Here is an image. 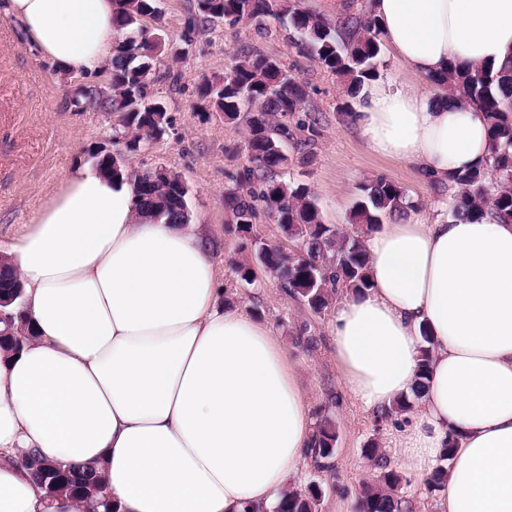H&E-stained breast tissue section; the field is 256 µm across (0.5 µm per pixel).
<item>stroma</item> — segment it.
Masks as SVG:
<instances>
[{"instance_id":"obj_1","label":"stroma","mask_w":512,"mask_h":512,"mask_svg":"<svg viewBox=\"0 0 512 512\" xmlns=\"http://www.w3.org/2000/svg\"><path fill=\"white\" fill-rule=\"evenodd\" d=\"M159 6L160 15L146 18L147 27L163 30L167 43L182 50L175 57L162 56L160 62L161 69L176 74V81L153 85L170 124L163 135L142 142L139 151L129 155L128 168L147 165L181 177L189 188L191 221L207 227L225 308L253 315L272 328L290 356L312 418L334 420L338 442L331 469L319 472L312 462H304L290 488L303 492L319 484L318 512H359L365 487L380 483V471L365 453L374 446L382 449L390 469L400 472L398 492L410 499L412 512H437L436 490L428 489L425 476L404 469L389 446L403 422L402 412L375 415L346 393L331 347V310L312 312L284 293L272 275L261 274L255 284L247 285L235 274V266L252 256L226 231L224 194L244 164L236 147L245 140L246 126L226 122L223 113L201 97L200 87L221 80L236 50L247 43L281 60L307 85L321 133L309 146L290 138L284 177L307 184L325 223L345 233H361L349 214L360 186L377 177L404 188L413 216L438 214L447 192L423 181L412 167L366 149L350 118L339 110L345 85L285 42L277 20H268L260 34L250 23L232 27L218 20L191 37L187 28L197 12L196 0H160ZM83 81V76L39 61L15 23L0 13V257L8 256L62 176L74 167L92 165L93 153L111 145L120 117L74 105L73 95Z\"/></svg>"}]
</instances>
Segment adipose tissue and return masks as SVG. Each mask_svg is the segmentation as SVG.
<instances>
[{
    "label": "adipose tissue",
    "mask_w": 512,
    "mask_h": 512,
    "mask_svg": "<svg viewBox=\"0 0 512 512\" xmlns=\"http://www.w3.org/2000/svg\"><path fill=\"white\" fill-rule=\"evenodd\" d=\"M42 60L109 68L114 0H6ZM394 57L430 78L512 62V0H369ZM352 123L367 149L425 180L485 166L490 118L444 91L362 85ZM369 289L330 321L347 393L377 415L420 381L390 445L428 473L448 460L443 512H512V221L487 213L381 224ZM34 340L0 356V512H78L48 499L16 451L97 466L116 512H270L309 455L311 414L272 328L224 309L200 224L139 215L128 181L65 174L13 246Z\"/></svg>",
    "instance_id": "ef3b65f1"
}]
</instances>
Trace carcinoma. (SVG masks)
<instances>
[{
    "mask_svg": "<svg viewBox=\"0 0 512 512\" xmlns=\"http://www.w3.org/2000/svg\"><path fill=\"white\" fill-rule=\"evenodd\" d=\"M116 25L120 36L112 48V75L107 87L88 85L75 93V103L87 101L102 112L121 113L122 130L112 138L119 165L99 169L123 176L132 185L139 207L154 219L171 224L189 223L187 195L179 176L141 169H127V157L140 143L162 133L167 126L165 107L153 98L154 82L169 74L157 72V60L166 52L160 34L142 26L141 19L156 14L155 0H116ZM197 18L190 25L193 34L216 19L234 27L247 19L259 31L269 17L279 20L292 46L313 57L327 71L341 79L349 98L366 80L378 76L381 51L379 32L368 11H348L332 24L303 8L297 0H197ZM440 89L458 92L461 100L479 105L490 115L491 156L483 168L460 173L453 181L460 187L450 213L457 219L479 221L492 211L512 219V65L497 71L482 66L458 68L431 79ZM202 96L209 99L224 119L244 118L247 136L244 152L247 165L236 176V187L224 196L230 213L229 232L253 252L255 261L265 266L293 298L316 313L329 304L331 294L342 289L357 294L369 288L368 256L361 236H347L323 221L312 191L303 184L286 181L280 172L288 168L284 143L292 136L289 123L298 112L306 119L295 123L306 141L313 142L320 130L316 118L308 115L309 92L285 66L253 46L234 54V63L220 82H205ZM361 198L350 213V223L371 232L387 217L401 215L411 207L402 187L387 178H377L360 188ZM279 225L300 243L307 259H292L277 245L261 244L251 236L259 217ZM20 282L6 263L0 261V301L9 303L21 296ZM429 366L428 349H423L420 382L405 397L400 409L407 410L420 399ZM312 458L316 468L330 467L337 434L333 423L320 420L312 434ZM381 464L382 487L364 493L363 512H402V500L394 491L402 477L386 469L378 448L366 450ZM32 480L51 495L68 494L93 503L102 512H113L112 492L100 469L94 465L62 468L34 454L18 458ZM319 495L286 491L271 512H316Z\"/></svg>",
    "mask_w": 512,
    "mask_h": 512,
    "instance_id": "obj_1",
    "label": "carcinoma"
}]
</instances>
